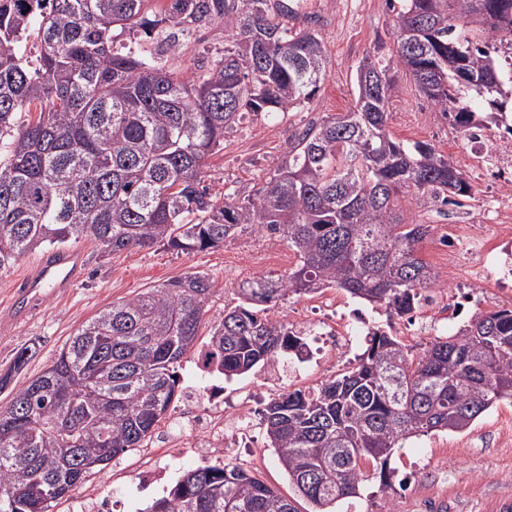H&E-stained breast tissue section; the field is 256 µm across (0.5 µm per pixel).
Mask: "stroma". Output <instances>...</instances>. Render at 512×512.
I'll return each mask as SVG.
<instances>
[{
  "label": "stroma",
  "mask_w": 512,
  "mask_h": 512,
  "mask_svg": "<svg viewBox=\"0 0 512 512\" xmlns=\"http://www.w3.org/2000/svg\"><path fill=\"white\" fill-rule=\"evenodd\" d=\"M299 3L302 26L317 30L326 44V80L311 103L273 117L247 115L225 134L223 148L208 158L204 169V181L212 191L248 194L256 182L272 175L287 160L295 132L326 116L345 112L357 95L356 69L367 57L392 66L394 90L388 105V128L393 137L404 142L427 141L442 152L447 151L449 143L459 140L457 129L418 93L405 72L393 67L394 11L389 0ZM227 40L222 26L202 30L178 59V67L196 71L202 59L223 49ZM488 196V190L477 182L462 207L445 209L430 194L410 192L404 203L408 219L430 227L421 244L422 258H429L449 225L469 224L477 234H489L491 227L485 214ZM77 248L84 255L82 280L67 295L47 293L39 314L30 320L14 319L11 299L16 286L41 258V251L28 252L0 269V373L11 374L9 386L0 391V409L6 408L14 393L50 364L78 329L114 302L201 271L215 283L207 317L217 321L225 307L238 304L243 282L268 273L288 274L297 262L286 237L264 236L248 225L220 247L206 251L181 252L157 244L109 256L91 239L81 241ZM26 345L36 346V356L23 370L11 372L15 353ZM365 348L366 338L361 335L354 337L348 353L336 363H303L290 352L229 380L217 374H199L194 355L188 354L181 361L179 375L182 385L217 389L228 405L252 396L255 408L261 411L283 390L315 388L350 370ZM179 409V403H172L143 447L122 453L93 470L84 482L54 502L51 512H92L82 503L88 495L111 499L112 512H148L156 499L166 495L168 486L197 466L194 458L179 456L175 444L163 442L174 430ZM509 432L512 399L495 404L466 432H431L411 438L389 461L391 489L380 490L378 478L372 475V462H364L370 480L365 482L360 497L337 503V512H512V445L498 440L499 435ZM253 442L250 448L225 449L220 463L243 468L293 499L298 512H312L311 504L297 497L276 454L268 448L263 426L254 427ZM155 466L166 469L165 484H144L142 472Z\"/></svg>",
  "instance_id": "35a3bbf8"
}]
</instances>
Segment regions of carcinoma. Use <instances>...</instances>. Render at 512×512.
Here are the masks:
<instances>
[{
	"label": "carcinoma",
	"instance_id": "1",
	"mask_svg": "<svg viewBox=\"0 0 512 512\" xmlns=\"http://www.w3.org/2000/svg\"><path fill=\"white\" fill-rule=\"evenodd\" d=\"M0 0V269L25 253L83 238L108 254L167 244L215 248L249 224L282 233L298 257L288 276L239 288L199 342L214 293L193 272L114 303L79 329L52 363L0 410V512H50L85 477L147 440L179 392L190 351L226 377L304 345L259 306L288 293L340 288L388 316L415 308L435 284L418 244L430 226L407 221L410 190L462 204L472 185L429 142L388 130L394 83L364 58L357 97L343 115L308 127L288 162L245 196L210 193L201 173L224 135L249 112L274 115L310 102L326 78L319 33L288 25L283 0ZM220 24L228 44L188 77L169 66L200 28ZM157 33L114 48L116 30ZM396 62L459 131L512 103V77L487 56L512 44V0H401ZM36 36V54L26 52ZM34 116L19 126L21 111ZM512 398V309L480 315L414 355L376 330L346 374L285 390L265 409L268 447L298 493L328 512L359 494L401 443L460 432ZM150 512H297L293 502L235 466L187 471Z\"/></svg>",
	"mask_w": 512,
	"mask_h": 512
}]
</instances>
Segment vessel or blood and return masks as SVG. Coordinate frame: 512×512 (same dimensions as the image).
Here are the masks:
<instances>
[{"mask_svg": "<svg viewBox=\"0 0 512 512\" xmlns=\"http://www.w3.org/2000/svg\"><path fill=\"white\" fill-rule=\"evenodd\" d=\"M81 268L82 257L77 252L62 250L44 254L24 285L21 298L15 304L16 313L22 316L30 312L46 288L60 293L74 287L81 277Z\"/></svg>", "mask_w": 512, "mask_h": 512, "instance_id": "vessel-or-blood-1", "label": "vessel or blood"}]
</instances>
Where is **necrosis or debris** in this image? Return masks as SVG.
<instances>
[{
    "label": "necrosis or debris",
    "mask_w": 512,
    "mask_h": 512,
    "mask_svg": "<svg viewBox=\"0 0 512 512\" xmlns=\"http://www.w3.org/2000/svg\"><path fill=\"white\" fill-rule=\"evenodd\" d=\"M465 141L477 179L497 189L500 199L490 208V235H476L468 224H452L437 244L433 269L439 285L425 290L421 310L434 323L456 318L464 304H484L491 285L512 284V119L492 132L474 123ZM204 397L198 389L188 392L178 417L186 432L184 449L202 460L246 440L253 428L250 403L228 410L217 401L206 408Z\"/></svg>",
    "instance_id": "1"
}]
</instances>
